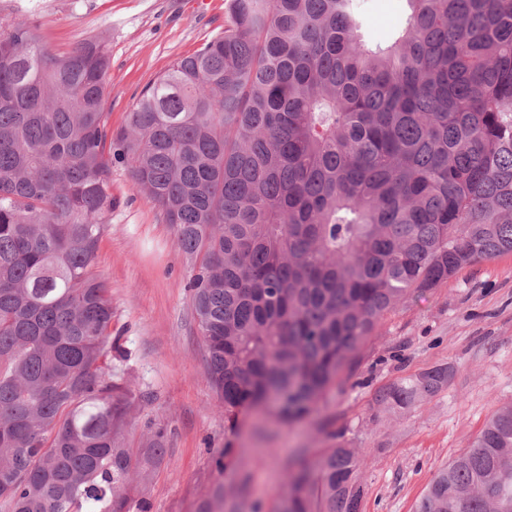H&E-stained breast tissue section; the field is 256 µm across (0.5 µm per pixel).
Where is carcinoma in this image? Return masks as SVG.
Returning a JSON list of instances; mask_svg holds the SVG:
<instances>
[{
    "label": "carcinoma",
    "instance_id": "carcinoma-1",
    "mask_svg": "<svg viewBox=\"0 0 512 512\" xmlns=\"http://www.w3.org/2000/svg\"><path fill=\"white\" fill-rule=\"evenodd\" d=\"M368 0H230L224 33L174 61L114 132L110 58L57 55L0 23V512H149L162 429L125 445L141 398L112 367L94 270L112 163L189 262L207 373L244 408L302 419L412 291L512 252V0H407L390 42ZM437 366L382 390L437 393ZM218 480L197 512L235 494ZM353 448L298 452L288 512H362ZM415 512H512V404L434 474Z\"/></svg>",
    "mask_w": 512,
    "mask_h": 512
}]
</instances>
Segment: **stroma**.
Listing matches in <instances>:
<instances>
[{"instance_id": "obj_1", "label": "stroma", "mask_w": 512, "mask_h": 512, "mask_svg": "<svg viewBox=\"0 0 512 512\" xmlns=\"http://www.w3.org/2000/svg\"><path fill=\"white\" fill-rule=\"evenodd\" d=\"M229 0H0V22L26 17L40 45L64 54L97 39L110 55L106 109L113 130L147 85L178 58L220 35ZM406 0H371L367 34L388 40L404 26ZM114 205L96 271L112 298V340L142 398L126 444L164 428L168 460L153 474L150 512H195L216 479L213 459L235 450L239 512H274L293 451L333 441L364 459L362 512H413L436 471L470 447L484 423L512 404V253L461 269L439 287L416 291L378 325L354 373L309 416L284 425L243 409L229 429L207 376L206 353L186 288L187 264L171 225L112 166ZM447 384L406 410L379 393L433 366Z\"/></svg>"}]
</instances>
